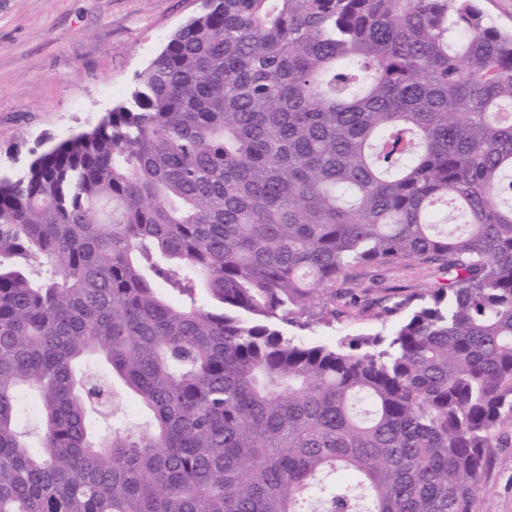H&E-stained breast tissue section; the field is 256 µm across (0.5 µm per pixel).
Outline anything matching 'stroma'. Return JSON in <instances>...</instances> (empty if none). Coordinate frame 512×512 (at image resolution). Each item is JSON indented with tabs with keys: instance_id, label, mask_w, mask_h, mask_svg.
I'll list each match as a JSON object with an SVG mask.
<instances>
[{
	"instance_id": "obj_1",
	"label": "stroma",
	"mask_w": 512,
	"mask_h": 512,
	"mask_svg": "<svg viewBox=\"0 0 512 512\" xmlns=\"http://www.w3.org/2000/svg\"><path fill=\"white\" fill-rule=\"evenodd\" d=\"M202 7V0H0V170L20 172L125 101L168 36ZM438 280L410 260L366 266L337 283L331 325L282 331L309 345L386 338L394 323L377 318L378 300L424 292ZM496 438L472 512H512V417L501 420Z\"/></svg>"
}]
</instances>
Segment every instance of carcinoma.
Here are the masks:
<instances>
[{"mask_svg": "<svg viewBox=\"0 0 512 512\" xmlns=\"http://www.w3.org/2000/svg\"><path fill=\"white\" fill-rule=\"evenodd\" d=\"M402 259L445 282L389 341L277 328ZM104 393L152 425L94 437ZM505 415L512 31L474 0H205L0 173V512H471Z\"/></svg>", "mask_w": 512, "mask_h": 512, "instance_id": "carcinoma-1", "label": "carcinoma"}]
</instances>
